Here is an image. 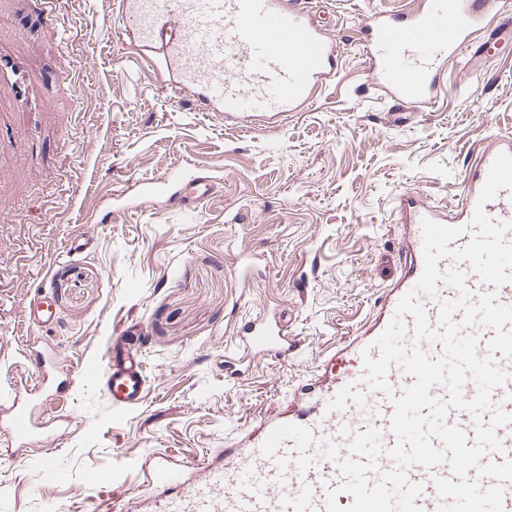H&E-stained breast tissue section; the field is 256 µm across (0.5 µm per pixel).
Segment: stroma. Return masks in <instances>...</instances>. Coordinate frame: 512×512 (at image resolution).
Here are the masks:
<instances>
[{
    "mask_svg": "<svg viewBox=\"0 0 512 512\" xmlns=\"http://www.w3.org/2000/svg\"><path fill=\"white\" fill-rule=\"evenodd\" d=\"M372 7L324 0L335 79L280 127L246 131L175 95L123 36L117 0H58L61 40L37 5L0 0V58L23 67L36 99L18 111L0 83V397L30 388L39 354L65 366L69 389L36 412L55 448L0 435V512H138L156 492L152 457L193 467L240 447L329 385L326 357L373 326L405 266L399 195L455 211L477 153L512 133V41L476 77L449 60L434 101L392 123L362 58ZM175 167L220 176L217 193L192 213L125 204L131 181ZM83 233L88 248L69 253ZM38 287L57 313L50 333L24 321ZM280 310L300 353L237 350L241 322ZM136 321L147 386L118 416L79 366Z\"/></svg>",
    "mask_w": 512,
    "mask_h": 512,
    "instance_id": "1",
    "label": "stroma"
}]
</instances>
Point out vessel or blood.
<instances>
[{"label":"vessel or blood","mask_w":512,"mask_h":512,"mask_svg":"<svg viewBox=\"0 0 512 512\" xmlns=\"http://www.w3.org/2000/svg\"><path fill=\"white\" fill-rule=\"evenodd\" d=\"M500 0H424L423 7L404 14L386 7L372 8L361 23L364 53L373 82L402 108L429 104L448 58L471 46L488 13ZM124 32L166 65L168 83L181 96L224 119L247 121L263 117L270 123L303 111L315 91L336 74L339 47L322 25L295 0H122ZM512 154V137L503 136L496 148L482 152L474 182L468 183L453 217L428 203L422 194L408 193L404 206L410 221L400 247L408 266L392 289L376 330L384 332L400 298L410 291L423 271L422 222L459 228L452 249L464 248L473 236L472 219L490 166L499 153ZM218 177L186 176L174 170L163 178L140 181L139 196L162 198L171 206L210 198ZM493 221H512V189L500 190L484 206ZM460 268L473 295L495 293L499 302L512 305V283L494 286L470 271L469 262L445 258L438 268ZM444 286L438 299H423L431 327L440 325V303L457 298ZM27 324L47 326L56 313L47 298L28 303ZM113 336L99 360L85 363L84 377L99 381L115 413L138 407L143 390V354L131 349L127 333ZM374 335L363 336L331 357L337 370L334 382L301 402L295 415L266 422L261 434L233 458L205 462L187 472L163 456L151 460L156 494L148 512H325L330 489H338L337 502L349 506L353 498L342 492L343 478L336 464L323 457L324 441H340V429L363 432L374 428L383 448L397 439L391 431L392 397L401 396L413 382L400 366H391V394L371 391L362 382L363 354L378 358ZM238 348L247 354L291 357L300 347L289 335L285 314H265L244 323L236 333ZM35 429L33 414L17 392L0 401V433L11 442L28 441ZM448 466L429 469L413 466L411 482L422 484L416 500L421 512H437L440 499L433 479L450 477Z\"/></svg>","instance_id":"b4317fda"}]
</instances>
